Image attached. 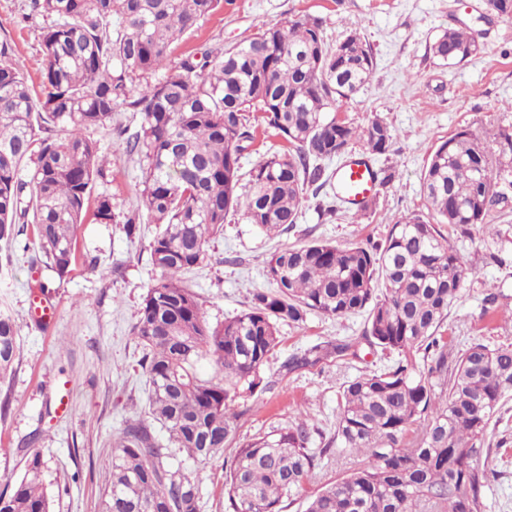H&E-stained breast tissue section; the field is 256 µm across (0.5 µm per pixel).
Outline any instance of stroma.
<instances>
[{
	"mask_svg": "<svg viewBox=\"0 0 512 512\" xmlns=\"http://www.w3.org/2000/svg\"><path fill=\"white\" fill-rule=\"evenodd\" d=\"M310 15L322 22L328 42L356 32L370 46L375 69L370 84L351 101L337 103V116L355 127L381 118L394 131L390 151L372 162L386 181L372 205L350 211L336 203L333 184L307 197L295 224L268 237L240 220L225 224L209 243L210 258L185 272L209 324L223 323L244 310L255 290L269 289L266 263L277 249L326 240L341 247L383 242L401 217L428 211L421 182L433 150L461 130L494 146V136L512 134V21L490 13L486 0H219L198 21L169 57L178 64L188 56L229 47L262 25ZM47 20L33 12L30 0H0V40H8L30 85L40 83V33ZM467 26L485 49L468 62L445 67L429 51L433 38L448 27ZM139 113L116 109L107 128L89 130L108 157L97 191L112 196L118 211L139 206L140 166L115 131H136ZM508 200L492 208L488 232L452 233L450 244L468 268L462 296L451 307L441 332L457 348L471 344H512V188ZM335 213L320 211V204ZM158 232L138 225L127 237L118 224L86 220L78 227L77 262L58 278L42 256L31 229L0 241V311L18 329V359L0 385V491L22 474L27 460L40 456L44 479L54 495V512H98L104 484L103 464L113 439L127 420L142 416L148 382L141 367L143 349L132 334L147 288L157 276L150 246ZM46 292H39V285ZM45 294L58 309L55 322L34 321L32 298ZM367 315L309 314L303 326L281 324L283 342L263 369L273 386L247 398L250 411L238 422L246 441L284 427L304 413L318 430L314 447L333 436L340 388L363 372L393 364L365 338ZM322 341L356 343L357 356L286 371L295 353ZM68 386L70 410L56 409L59 386ZM491 424L485 445L495 474L483 492V512H512V401ZM229 454L204 463H188L199 489V512H228L224 477Z\"/></svg>",
	"mask_w": 512,
	"mask_h": 512,
	"instance_id": "obj_1",
	"label": "stroma"
}]
</instances>
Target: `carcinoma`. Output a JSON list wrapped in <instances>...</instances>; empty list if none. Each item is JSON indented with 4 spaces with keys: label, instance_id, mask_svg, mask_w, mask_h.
I'll list each match as a JSON object with an SVG mask.
<instances>
[{
    "label": "carcinoma",
    "instance_id": "1",
    "mask_svg": "<svg viewBox=\"0 0 512 512\" xmlns=\"http://www.w3.org/2000/svg\"><path fill=\"white\" fill-rule=\"evenodd\" d=\"M217 0H32L51 19L41 34V95H32L13 49L0 40V240L32 226L60 277L77 260L75 228L89 202L101 224L132 234L145 212L163 225L151 246L160 276L143 297L133 335L145 354L148 407L168 432L130 420L112 444L100 512H199L198 485L173 460L206 462L234 447L225 477L232 512H285L306 492L326 453L354 457L351 472L308 496L306 512H482L481 491L494 474L480 459L493 418L512 399V344L473 343L464 350L439 334L467 278L463 256L443 244L421 215L393 224L384 242L341 248L328 241L271 254L273 289L252 293L245 310L215 327L180 274L210 258L208 243L240 216L266 233L296 223L308 187L323 180V162L360 142L384 154L394 134L376 117L356 128L332 115L371 81L372 50L356 33L332 45L315 17L260 26L234 45L186 58L153 83L173 47L209 15ZM430 52L443 65L481 52L466 27H451ZM123 107L141 115L128 139L141 168V211L117 213L112 196L94 193L107 162L84 131L104 128ZM284 146L268 152L242 180L240 159L254 140L250 113ZM494 152L463 130L442 142L422 190L432 215L468 235L489 209L507 200L500 156L512 134L498 133ZM40 144L33 152L34 144ZM33 163L30 178L22 167ZM368 312L366 338L397 361L342 384L336 447H310L304 416L283 428L237 441L238 400L267 389L262 371L279 347V325H302L312 312L341 317ZM349 343L323 341L290 357L295 370L351 354ZM431 359L422 368L416 355ZM17 328L0 313V383L18 358ZM211 360L219 375L196 370ZM43 462L0 493V512H53Z\"/></svg>",
    "mask_w": 512,
    "mask_h": 512
}]
</instances>
